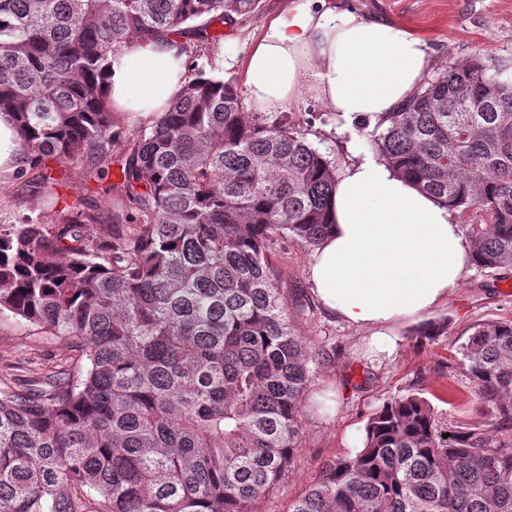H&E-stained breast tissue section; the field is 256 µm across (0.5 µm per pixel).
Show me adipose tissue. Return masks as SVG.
<instances>
[{
	"label": "adipose tissue",
	"mask_w": 512,
	"mask_h": 512,
	"mask_svg": "<svg viewBox=\"0 0 512 512\" xmlns=\"http://www.w3.org/2000/svg\"><path fill=\"white\" fill-rule=\"evenodd\" d=\"M183 37L131 40L111 63L112 106L142 118L168 109L188 72ZM433 64L423 38L362 14L354 0H293L262 24L243 63L248 108L280 112L302 97L346 126L395 112ZM333 228L312 253L309 281L344 322L371 329L367 352L395 354L399 323L433 310L473 263L455 212L389 164L356 156L336 174Z\"/></svg>",
	"instance_id": "adipose-tissue-1"
}]
</instances>
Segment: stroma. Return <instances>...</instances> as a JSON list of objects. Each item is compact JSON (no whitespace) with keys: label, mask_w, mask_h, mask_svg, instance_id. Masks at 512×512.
Returning <instances> with one entry per match:
<instances>
[{"label":"stroma","mask_w":512,"mask_h":512,"mask_svg":"<svg viewBox=\"0 0 512 512\" xmlns=\"http://www.w3.org/2000/svg\"><path fill=\"white\" fill-rule=\"evenodd\" d=\"M292 2L262 0L259 14L221 25L220 41L192 53V68L244 85L243 62L265 17ZM356 6L421 36L433 57V70L478 57L512 78V0H356ZM288 113L335 165L348 160L351 142H358L363 151L372 149L367 130L341 128L311 100L293 103ZM37 182L34 170L23 177L13 171L0 173V224H17L29 215ZM311 253L301 241L288 238L279 242L271 260L288 299L293 329L315 362L310 393L327 398L331 410L326 416H304L301 451L279 490L260 502L256 512H288L290 501L317 480L324 464L352 455L348 431H363L384 403L407 392L426 397L449 428L477 426L491 444L506 443L496 427L493 406L480 398L462 364L461 347L477 325L512 320V267L472 266L447 302L396 326L401 343L392 359L372 362L364 356L368 329L346 324L312 293L307 274ZM429 323L439 325L438 336L419 335V328ZM71 355L63 338L38 340L13 320L0 318V366L39 376Z\"/></svg>","instance_id":"1"}]
</instances>
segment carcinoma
Returning a JSON list of instances; mask_svg holds the SVG:
<instances>
[{
	"label": "carcinoma",
	"instance_id": "cac0c4a2",
	"mask_svg": "<svg viewBox=\"0 0 512 512\" xmlns=\"http://www.w3.org/2000/svg\"><path fill=\"white\" fill-rule=\"evenodd\" d=\"M261 0H0V114L41 172L33 209L0 224V315L65 338L72 361L0 372V512H256L303 437L313 358L288 320L270 253L329 233L336 169L286 112H249L237 84L189 76L137 128L104 92L131 39L200 42ZM372 148L454 210L478 208L474 263L512 264V79L480 61L429 78L370 133ZM117 145L137 205L81 209ZM88 156L79 172L65 163ZM75 200L60 206V188ZM463 365L512 428V320L484 323ZM288 512H512V447L448 430L408 392L354 457L327 464Z\"/></svg>",
	"mask_w": 512,
	"mask_h": 512
}]
</instances>
